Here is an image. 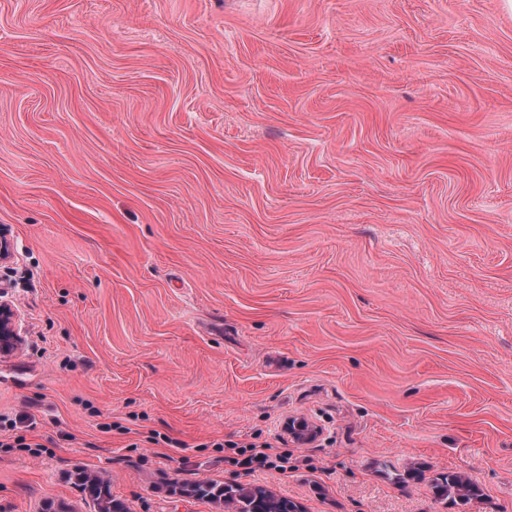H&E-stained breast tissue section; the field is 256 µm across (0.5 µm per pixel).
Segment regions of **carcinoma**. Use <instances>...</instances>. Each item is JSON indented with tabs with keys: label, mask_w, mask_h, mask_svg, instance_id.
I'll return each instance as SVG.
<instances>
[{
	"label": "carcinoma",
	"mask_w": 512,
	"mask_h": 512,
	"mask_svg": "<svg viewBox=\"0 0 512 512\" xmlns=\"http://www.w3.org/2000/svg\"><path fill=\"white\" fill-rule=\"evenodd\" d=\"M75 484L93 503L95 512H129L128 505L112 495V483L100 474L85 469L72 472ZM436 497L452 506L467 505L481 496V490L469 477L454 471L442 473L432 480ZM196 499H207L234 508L235 512H302L298 503L280 497L260 486H224L219 483H198L185 489Z\"/></svg>",
	"instance_id": "1"
}]
</instances>
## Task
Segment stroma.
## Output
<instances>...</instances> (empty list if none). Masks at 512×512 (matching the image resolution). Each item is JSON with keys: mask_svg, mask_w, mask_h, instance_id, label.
Here are the masks:
<instances>
[{"mask_svg": "<svg viewBox=\"0 0 512 512\" xmlns=\"http://www.w3.org/2000/svg\"><path fill=\"white\" fill-rule=\"evenodd\" d=\"M0 236V512H512L503 0H0ZM17 343L14 314L11 305L0 300V353L9 352ZM231 449H239L235 453L239 457H228L227 461L240 467L244 472L256 471L262 468H276L280 471L288 469V455L275 451L271 443L250 442L240 445L236 442L228 443ZM71 478L93 503L95 512H129L128 505L112 495V483L96 472L76 469ZM431 488L436 497L452 506L467 505L481 496V490L464 474L448 471L432 480ZM185 494L196 499H207L213 503H223L234 512H302L298 503L280 497L260 486L236 485L225 487L219 483H198L188 486Z\"/></svg>", "mask_w": 512, "mask_h": 512, "instance_id": "stroma-1", "label": "stroma"}]
</instances>
